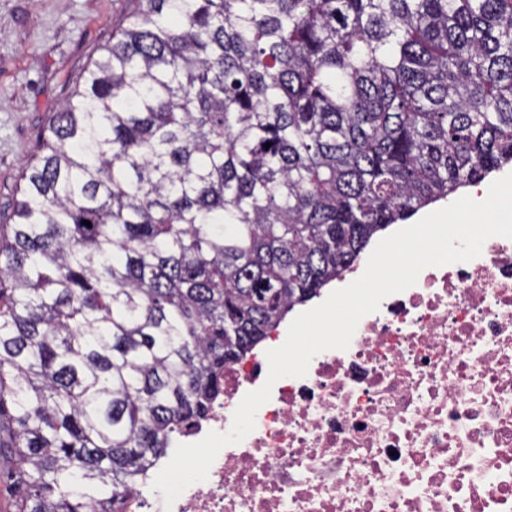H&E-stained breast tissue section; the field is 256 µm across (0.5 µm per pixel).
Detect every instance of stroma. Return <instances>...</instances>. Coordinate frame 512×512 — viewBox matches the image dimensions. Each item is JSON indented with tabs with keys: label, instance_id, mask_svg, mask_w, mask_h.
<instances>
[{
	"label": "stroma",
	"instance_id": "obj_1",
	"mask_svg": "<svg viewBox=\"0 0 512 512\" xmlns=\"http://www.w3.org/2000/svg\"><path fill=\"white\" fill-rule=\"evenodd\" d=\"M130 0H0V224L48 117L99 56Z\"/></svg>",
	"mask_w": 512,
	"mask_h": 512
}]
</instances>
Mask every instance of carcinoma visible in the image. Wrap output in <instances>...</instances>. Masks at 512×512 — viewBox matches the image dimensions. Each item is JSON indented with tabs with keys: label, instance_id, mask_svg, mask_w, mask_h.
I'll return each instance as SVG.
<instances>
[{
	"label": "carcinoma",
	"instance_id": "cac0c4a2",
	"mask_svg": "<svg viewBox=\"0 0 512 512\" xmlns=\"http://www.w3.org/2000/svg\"><path fill=\"white\" fill-rule=\"evenodd\" d=\"M509 163L512 0H134L0 225L16 512H109L224 367Z\"/></svg>",
	"mask_w": 512,
	"mask_h": 512
}]
</instances>
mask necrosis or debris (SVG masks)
Masks as SVG:
<instances>
[{
	"label": "necrosis or debris",
	"instance_id": "4bbe7bcc",
	"mask_svg": "<svg viewBox=\"0 0 512 512\" xmlns=\"http://www.w3.org/2000/svg\"><path fill=\"white\" fill-rule=\"evenodd\" d=\"M265 351L180 444L227 431L265 382ZM151 466L114 512H512V239L421 271L363 317L347 350L278 380L254 430L165 505Z\"/></svg>",
	"mask_w": 512,
	"mask_h": 512
}]
</instances>
